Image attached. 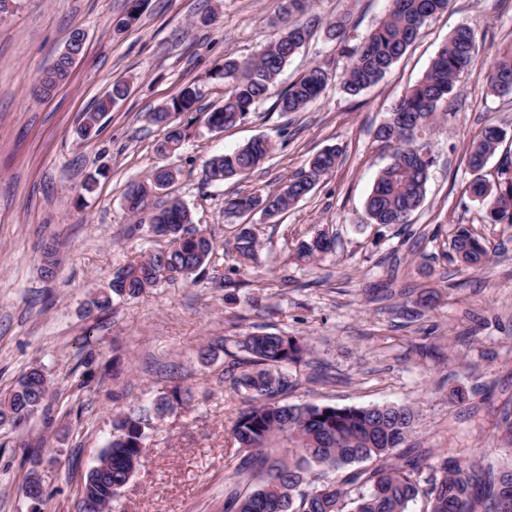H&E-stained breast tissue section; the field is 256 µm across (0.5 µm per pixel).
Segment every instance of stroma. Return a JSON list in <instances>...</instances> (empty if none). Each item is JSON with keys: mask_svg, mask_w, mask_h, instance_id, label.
Returning <instances> with one entry per match:
<instances>
[{"mask_svg": "<svg viewBox=\"0 0 512 512\" xmlns=\"http://www.w3.org/2000/svg\"><path fill=\"white\" fill-rule=\"evenodd\" d=\"M281 0H148L129 29L113 26L126 0H20L0 20V392L28 368L50 378L52 421L35 415L22 430L0 425V512H78V489L112 433L115 415L147 405L179 385L192 400L155 422L142 466L112 512H224L236 446L229 429L242 397L224 380L233 339L253 327L303 339L307 352L290 368L291 403L372 406L402 404L418 413L407 444L442 459L461 448L496 445L504 409L512 410V226L489 223L466 193L470 140L488 123H512V95H490V64L512 45V0H451L385 77L361 95L338 82L304 111L283 114L265 101L245 120L210 131L195 113L175 120L186 141L171 163L178 176L160 192L192 212L217 243L230 240L235 219L226 198L274 190L328 146L341 150L335 169L294 207L256 227L259 260L240 266L216 252L195 284L161 283L134 299L90 308L93 293L116 271L153 252L123 194L159 165L153 146L164 130L148 112L182 86L199 84L200 107L224 103L215 76L225 58L253 56L270 39ZM387 0H315L321 20L349 13L351 41L374 28ZM215 15L205 25L204 15ZM460 25L470 27L479 61L456 94L442 102L430 139L435 163L423 206L409 225L370 223L365 200L391 152L376 126L401 93L416 84ZM86 33L70 80L50 97L29 93L33 78L63 50L74 27ZM336 55L315 28L279 75L274 93L308 67ZM127 98L80 137L83 113L113 80ZM273 143L271 159L248 179L204 183L203 166L254 137ZM98 173L93 191L83 184ZM466 225L487 243L477 270L453 260L450 240ZM336 239L333 252L298 263L300 241L318 233ZM62 257L57 274H40L45 248ZM232 287H225V280ZM433 303L417 308L419 296ZM417 318H406L409 309ZM210 349L202 360V349ZM40 476L47 499L35 507L20 492Z\"/></svg>", "mask_w": 512, "mask_h": 512, "instance_id": "1", "label": "stroma"}]
</instances>
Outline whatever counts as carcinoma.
<instances>
[{
  "label": "carcinoma",
  "mask_w": 512,
  "mask_h": 512,
  "mask_svg": "<svg viewBox=\"0 0 512 512\" xmlns=\"http://www.w3.org/2000/svg\"><path fill=\"white\" fill-rule=\"evenodd\" d=\"M449 2L389 0L382 20L353 45L345 17L328 22L326 38L348 58L340 75L343 92L357 96L377 84L416 42L427 21L446 11ZM282 13L276 35L257 54L224 59V105L202 113L210 129L232 127L264 103L284 66L320 24L313 15V0H282ZM478 54L474 32L458 27L425 75L399 96L377 128L375 137L393 153L365 203L374 223L408 224L423 204L433 163L427 131L440 103L455 94L460 77L477 64ZM69 77L60 64L35 79L30 92L44 97ZM332 79L330 64L317 63L278 96L274 107L301 112ZM490 90L498 96L512 95V49L494 58ZM128 93L126 83L114 82L94 110L85 113L83 136L95 133L104 114ZM200 97L199 86L187 84L167 108L153 114V120L164 123L174 114L196 112ZM511 131L507 125L487 124L467 149V165L473 173L467 192L486 209L492 224H512V160L501 165L495 184L486 182L479 171ZM184 140V132L174 127L156 144V152L162 157L176 152ZM272 148L269 139H255L232 153L214 156L204 165V180L214 184L242 180L265 162ZM340 154L339 148L328 147L280 190L264 194L258 189L232 198L224 211L234 216L260 208L272 218L309 194L335 169ZM173 179L171 170L159 166L148 179L128 187L126 208L138 224L149 225L150 232L168 240L166 253H151L118 270L109 291L92 301L96 309H108L115 296L136 297L160 281L194 282L211 263L216 243L208 232L193 226L184 203L169 200L149 206V197ZM334 247L335 239L321 234L300 242L296 259L316 258ZM258 249L254 232L245 224L228 245L229 255L240 264L256 262ZM451 249L467 268L487 261L486 247L464 226L455 231ZM235 345L240 355L234 358L230 380L245 405L230 430L238 448L232 457L234 482L227 490L224 512H408L409 503L420 494L426 497V512H512V458L484 452L476 462L456 455L432 463L424 450L410 448L398 454L415 428L418 414L413 408L286 403L283 397L295 385L288 368L302 360L305 343L281 332L257 330L237 337ZM48 392L45 372L28 370L0 393V424H21L38 411L51 419ZM188 400L189 394L176 386L158 394L148 411L118 415L111 439L81 485L79 502L95 503L106 512L143 463L152 416H162ZM425 469L434 475L423 486Z\"/></svg>",
  "instance_id": "cac0c4a2"
}]
</instances>
